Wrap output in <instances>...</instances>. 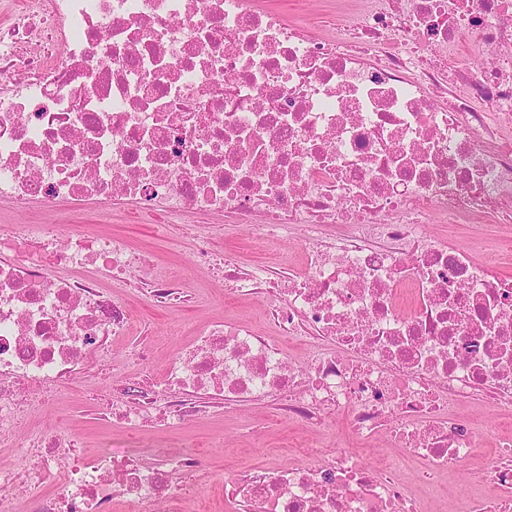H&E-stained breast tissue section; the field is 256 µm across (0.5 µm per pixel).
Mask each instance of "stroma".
Listing matches in <instances>:
<instances>
[{
    "label": "stroma",
    "instance_id": "obj_1",
    "mask_svg": "<svg viewBox=\"0 0 512 512\" xmlns=\"http://www.w3.org/2000/svg\"><path fill=\"white\" fill-rule=\"evenodd\" d=\"M110 229L126 235L136 246L153 252L160 270H178L190 297L187 303L160 307L140 293L124 295L132 328L128 339L112 346L113 376L138 378L140 362L137 355L142 351L148 352L154 373H161L199 326L221 315L234 314L257 324L260 331H269L261 304L227 300L223 287L213 284L207 271L196 261L198 239L203 236L209 249L218 253L227 245L245 243L246 248L240 253L241 261L246 265L253 263L259 249L248 245V227L192 211L163 241L156 240L153 228L148 224L114 223ZM60 408L71 412V427L88 451L118 452L129 446L128 436L103 420L101 406L86 401L83 389L78 385L63 390L60 397L47 399L32 415L31 421L35 424L49 422ZM272 417L273 410L267 404H211L183 430V437L195 440L204 457L198 478L211 496L216 512H225L221 485L225 471L238 466L263 465L271 454L288 463L295 461L294 443L303 430L302 425L265 429V422Z\"/></svg>",
    "mask_w": 512,
    "mask_h": 512
}]
</instances>
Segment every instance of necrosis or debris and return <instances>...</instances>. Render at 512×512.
Returning <instances> with one entry per match:
<instances>
[{"label": "necrosis or debris", "mask_w": 512, "mask_h": 512, "mask_svg": "<svg viewBox=\"0 0 512 512\" xmlns=\"http://www.w3.org/2000/svg\"><path fill=\"white\" fill-rule=\"evenodd\" d=\"M296 9L336 27L313 35L257 0H0V209L34 216L0 227V442L14 447L0 512H160L197 490L199 455L90 456L66 411L16 437L33 398L82 383L128 336L119 289L164 306L182 288L125 237L42 223L59 203L160 237L192 210L229 217L265 247L246 269L231 248L198 259L228 296L263 295L274 332L218 318L161 377L104 382L109 422L134 437L181 427L204 398L306 426L347 414L336 447L226 471L232 512H512L501 430L473 493H443L478 446L455 401L512 412V0ZM467 36L495 48L490 64H452ZM467 224L500 232L449 244ZM290 239L303 263L284 281ZM381 437L397 453L369 467L362 448Z\"/></svg>", "instance_id": "4bbe7bcc"}]
</instances>
